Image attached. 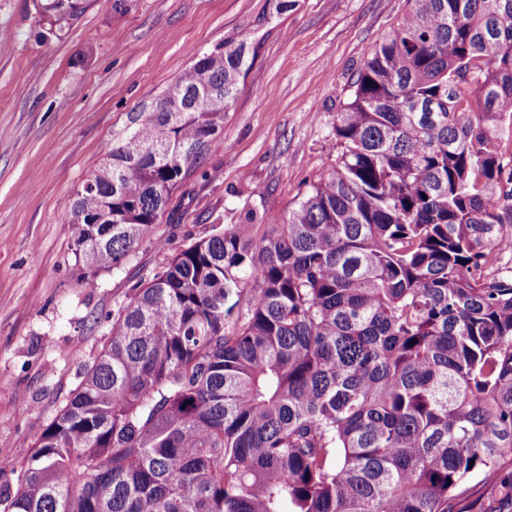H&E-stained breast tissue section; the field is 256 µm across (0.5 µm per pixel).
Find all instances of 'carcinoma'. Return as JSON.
Masks as SVG:
<instances>
[{"label": "carcinoma", "instance_id": "1", "mask_svg": "<svg viewBox=\"0 0 512 512\" xmlns=\"http://www.w3.org/2000/svg\"><path fill=\"white\" fill-rule=\"evenodd\" d=\"M336 113V166L136 283L0 512H448L512 505V0H407ZM50 26L84 0H36ZM193 54L71 205L120 270L224 144L257 58Z\"/></svg>", "mask_w": 512, "mask_h": 512}]
</instances>
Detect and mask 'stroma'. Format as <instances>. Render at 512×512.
<instances>
[{"instance_id": "1", "label": "stroma", "mask_w": 512, "mask_h": 512, "mask_svg": "<svg viewBox=\"0 0 512 512\" xmlns=\"http://www.w3.org/2000/svg\"><path fill=\"white\" fill-rule=\"evenodd\" d=\"M87 0L52 35L34 0H0V491L108 343L106 316L212 225L284 217L334 164L332 129L406 0ZM267 15L257 27L259 15ZM236 32L262 38L224 121V146L176 190L124 268L83 278L72 195L115 131ZM165 240L158 250L156 240Z\"/></svg>"}]
</instances>
